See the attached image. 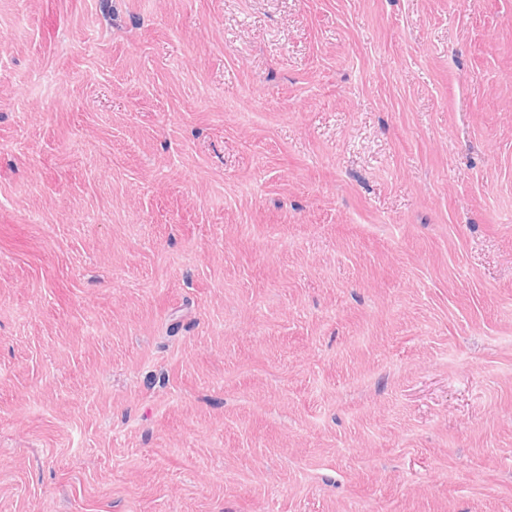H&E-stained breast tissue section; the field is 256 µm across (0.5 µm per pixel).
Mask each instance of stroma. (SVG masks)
I'll use <instances>...</instances> for the list:
<instances>
[{
  "mask_svg": "<svg viewBox=\"0 0 512 512\" xmlns=\"http://www.w3.org/2000/svg\"><path fill=\"white\" fill-rule=\"evenodd\" d=\"M0 512H512V0H0Z\"/></svg>",
  "mask_w": 512,
  "mask_h": 512,
  "instance_id": "35a3bbf8",
  "label": "stroma"
}]
</instances>
